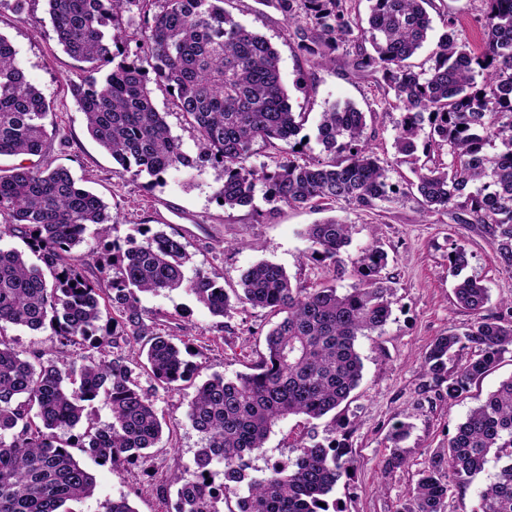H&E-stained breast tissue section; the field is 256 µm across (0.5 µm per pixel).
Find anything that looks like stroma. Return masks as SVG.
<instances>
[{"mask_svg": "<svg viewBox=\"0 0 512 512\" xmlns=\"http://www.w3.org/2000/svg\"><path fill=\"white\" fill-rule=\"evenodd\" d=\"M224 7L248 29L263 36L280 56V70L293 111L307 113L301 132L302 157L325 159L316 141V121L327 104H355L366 114L369 146L387 169L390 182L412 179L410 164L398 160L393 147L394 93L374 79L352 72L347 47H340L334 64L316 67L299 52L288 33V20L271 0H225ZM0 34L12 44L26 79L50 103L44 120L46 159L67 168L109 204L117 221L112 235L125 239L140 229L182 235L192 262L186 278L196 270L215 272L225 287H236L241 272L266 260L285 269L293 286L308 288L325 282V264L309 259L310 244L303 229L333 217L352 227V240L342 258L352 264L361 250L378 243L389 255L387 273L394 292L391 316L382 335L362 336L358 351L363 379L352 399L333 417L313 422L299 416L279 421L262 456L253 462L264 469L274 459H290L296 443H328L330 423L348 434L354 466L335 490L345 512H397L417 479L424 458L447 444L470 411L512 375V354H505L493 371L474 382L465 397L450 403L435 394L431 379L420 368L430 343L470 321L456 306L454 286L465 276L483 284L490 307L512 300V276L505 274L482 229L459 224L450 215L422 217L414 197L397 195L374 210L340 202L326 210L288 207L256 193L252 205L223 208L217 192L224 182L221 167L198 164L188 172H172L163 181L146 175L118 176L115 162L86 131L83 112L69 89L82 76L83 65L58 45L45 0H27L16 11L14 0H0ZM464 249L467 265L455 273L448 262L454 249ZM146 315L163 312L184 322L194 348L195 374L182 389H157L155 407L169 429L153 448L144 466L84 464L96 477L94 496L72 502V512H99L104 500L128 496L136 512H169L176 489L165 477L191 467L203 436L191 424L186 409L197 385L219 375L227 379L247 372L264 350L265 334L273 321L266 310L244 307L231 317L213 316L184 290L144 294ZM410 427L404 441L405 463L387 469L385 437L395 423Z\"/></svg>", "mask_w": 512, "mask_h": 512, "instance_id": "35a3bbf8", "label": "stroma"}]
</instances>
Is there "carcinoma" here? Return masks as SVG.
<instances>
[{
    "instance_id": "obj_1",
    "label": "carcinoma",
    "mask_w": 512,
    "mask_h": 512,
    "mask_svg": "<svg viewBox=\"0 0 512 512\" xmlns=\"http://www.w3.org/2000/svg\"><path fill=\"white\" fill-rule=\"evenodd\" d=\"M126 2L46 0L58 44L88 64L70 91L88 134L119 165L118 175L160 180L190 166L165 113L153 104L151 85H163L197 131V156L224 171L218 193L224 208L249 205L260 185L286 206L345 202L373 210L397 193L409 194L427 214L465 213L462 223L483 228L501 269L512 274V0H481L477 50L456 19L443 16V33L426 65L414 59L432 30L431 0H369L366 29L352 18L347 0H275L312 64L331 63L339 46L351 43L352 69L380 76L394 92L402 111L394 148L411 158L415 176L402 187L389 181L369 148L365 113L349 103H332L320 113L316 140L327 159L300 160L295 147L306 115L288 104L279 56L220 6L224 0H163L141 31L143 54L132 58L124 48ZM49 109L0 35V156L41 154ZM258 143L277 152L274 166L248 164ZM419 151L426 157L421 165ZM114 222L102 198L63 167L0 168V235H21L41 261L35 265L23 251L0 248V512H69L67 502L93 496L95 476L75 448L113 467L134 465L156 447L165 420L136 370L157 387L178 390L194 367L186 341L158 332L168 316L145 315L138 294L179 288L218 317L249 305L279 320L250 372L217 375L196 387L187 417L204 445L193 468L172 474L176 512H219L220 501L227 512H344L333 492L353 467L345 444H299L294 459L259 475L252 459L278 421L321 419L359 387L363 363L356 341L382 333L392 312L388 254L377 246L363 249L354 262L357 283L336 287L352 227L330 218L308 225L303 235L310 258L332 268L331 281L294 287L282 267L262 261L228 291L212 272L185 279L191 255L180 235L147 228L139 239L120 241L110 238ZM90 226L109 256L91 277L86 256L76 251ZM108 274L105 293L101 280ZM454 294L471 320L437 337L421 361L438 396L450 403L512 351V301L487 311V288L470 279ZM105 298L117 312L107 320ZM7 324L51 329L59 355L46 361L24 355L5 340ZM76 346L110 349L112 358L90 357L77 367L68 360ZM125 347L131 356L122 354ZM464 350L471 352L466 363L448 369ZM97 398L110 408L106 424L86 411L85 402ZM77 427L80 432L67 439L57 434ZM408 434L403 423L388 431L386 466L405 463L400 443ZM492 452L503 464L478 492L473 512H512V376L470 411L446 446L427 455L397 512H445L450 486L472 484ZM216 463L224 467L218 484L212 482ZM100 512L136 510L121 496L103 501Z\"/></svg>"
}]
</instances>
